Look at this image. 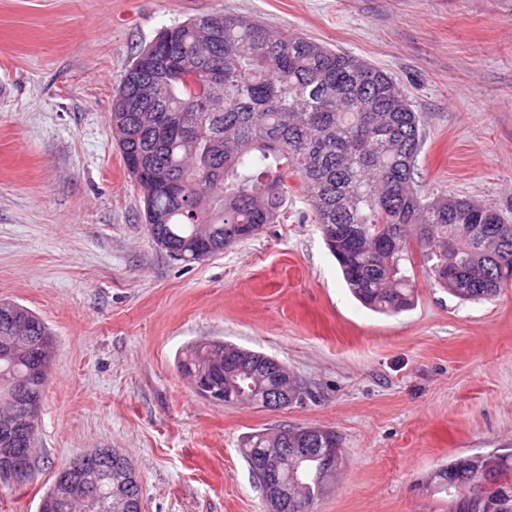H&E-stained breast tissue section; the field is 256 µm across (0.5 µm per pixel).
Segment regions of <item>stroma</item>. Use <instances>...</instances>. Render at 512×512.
<instances>
[{
  "label": "stroma",
  "mask_w": 512,
  "mask_h": 512,
  "mask_svg": "<svg viewBox=\"0 0 512 512\" xmlns=\"http://www.w3.org/2000/svg\"><path fill=\"white\" fill-rule=\"evenodd\" d=\"M216 12L387 70L420 116V193L512 221V0H0V301L56 341L37 469L20 487L0 478V512H38L55 471L92 448L130 459L142 512H265L240 448L279 425L342 439L316 512H452L441 466L512 453V288L462 303L419 270L411 310L373 312L299 190L278 223L201 262L173 260L142 222L112 95L162 28ZM205 339L283 361L302 402H207L178 367Z\"/></svg>",
  "instance_id": "stroma-1"
}]
</instances>
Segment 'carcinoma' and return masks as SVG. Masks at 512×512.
I'll return each instance as SVG.
<instances>
[{
    "instance_id": "carcinoma-1",
    "label": "carcinoma",
    "mask_w": 512,
    "mask_h": 512,
    "mask_svg": "<svg viewBox=\"0 0 512 512\" xmlns=\"http://www.w3.org/2000/svg\"><path fill=\"white\" fill-rule=\"evenodd\" d=\"M110 121L127 174L139 187L143 217L165 252L190 245L208 254L277 222L296 178L343 277L367 306L409 309L414 277L400 267L415 231L434 282L463 302L490 300L512 285V224L500 209L467 198L429 200L414 188L423 143L417 112L383 69L294 33H271L231 13L206 14L164 28L135 57L115 92ZM20 347L0 352V413L23 419L41 407L55 343L28 308L0 302V337ZM263 352L224 358V341L192 344L180 360L197 385H233L247 360L253 388L235 404L264 408L270 376ZM340 436L280 426L246 437L252 473L283 448L288 486L281 512H313L339 464ZM509 457L460 456L438 472L462 493L455 512H512ZM74 477L101 500L122 485L128 512L141 510L130 460L113 448L81 457ZM65 487L51 486L38 512H77Z\"/></svg>"
}]
</instances>
